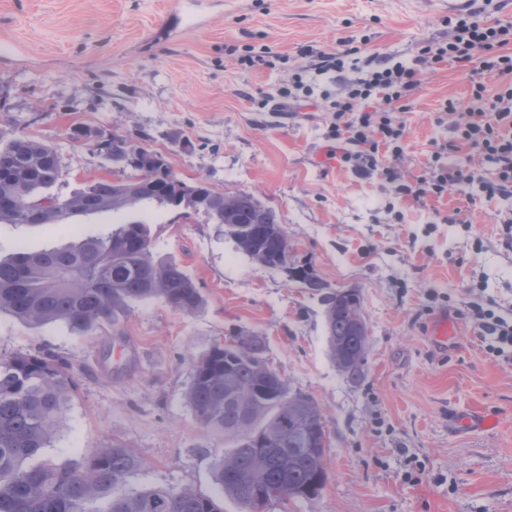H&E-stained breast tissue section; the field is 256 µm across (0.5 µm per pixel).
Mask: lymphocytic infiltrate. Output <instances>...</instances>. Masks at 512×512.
I'll return each instance as SVG.
<instances>
[{"label": "lymphocytic infiltrate", "instance_id": "obj_1", "mask_svg": "<svg viewBox=\"0 0 512 512\" xmlns=\"http://www.w3.org/2000/svg\"><path fill=\"white\" fill-rule=\"evenodd\" d=\"M447 38L423 42L422 61L431 66L448 62L466 64L480 59L483 70L496 72L502 84L494 97V110L480 107L483 85L473 91V106L462 112L453 137L435 145L426 171L412 183L401 182L387 164L390 155L402 153V102L418 86L416 72L387 57L356 59L355 48L325 52L306 48L308 62L291 85L279 88L281 105L298 103L313 95L307 73L333 75L342 90L330 98L323 136L327 159L363 175H379L398 194L414 200L441 198L450 186L471 184L474 174L449 162L450 154L467 149L489 159L496 168L493 181L480 184L486 199H512V24L491 19L486 7L446 19ZM467 314L480 326L479 339L494 356L512 358V313L494 300L471 305Z\"/></svg>", "mask_w": 512, "mask_h": 512}]
</instances>
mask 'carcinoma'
<instances>
[{
  "mask_svg": "<svg viewBox=\"0 0 512 512\" xmlns=\"http://www.w3.org/2000/svg\"><path fill=\"white\" fill-rule=\"evenodd\" d=\"M112 157L115 142L133 146L125 180H97L67 197L50 193L60 178L59 156L40 140L0 132V224H65L97 211L131 212L145 202L202 213L238 250L276 269L281 263L275 214L251 194L220 191L199 178L179 179L164 156L127 136L77 128ZM159 301L186 314L203 304L200 288L173 259L154 255L148 222L117 225L101 237H83L60 250L18 251L0 260V313L32 325L61 323L89 333L103 321L118 323L133 303ZM331 357L338 371L360 382L368 344L357 336L351 311L359 291L323 297ZM241 353L228 361L214 345L192 365L185 400L199 424L224 441L214 463L219 493L241 512H264L262 490H280L278 502L310 500L328 481L326 430L310 396L282 399L286 380L270 375L265 338L237 331ZM72 387L66 363L51 354L15 353L0 358V512H222L219 499L191 487L134 490L141 468L136 454L114 442L80 466L30 465L49 446Z\"/></svg>",
  "mask_w": 512,
  "mask_h": 512,
  "instance_id": "obj_1",
  "label": "carcinoma"
}]
</instances>
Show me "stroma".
<instances>
[{"mask_svg":"<svg viewBox=\"0 0 512 512\" xmlns=\"http://www.w3.org/2000/svg\"><path fill=\"white\" fill-rule=\"evenodd\" d=\"M188 0H0V38L15 58L0 61V130L55 147L67 195L127 173L81 126L133 137L163 154L180 179H206L254 195L288 235V269L241 253L222 226L179 208L144 206L57 224H0V257L97 236L138 217L155 253L174 257L203 306L187 315L160 302L136 303L119 323L89 335L59 323L31 325L0 315V357L49 352L68 363L71 398L42 463H85L120 441L140 458L135 489L185 486L213 494L217 440L184 399L192 363L238 329L267 338L272 366L314 398L329 434L328 482L293 512H512V364L493 357L460 310L486 298L512 311V247L502 236L508 202L480 199L478 185L418 203L377 176L327 160L325 112L284 113L261 102L303 59L339 39L361 56L388 55L416 67L420 83L404 102V181L421 175L434 141L451 139L448 103L465 110L474 83L485 97L497 77L454 63H421L422 42L446 37L448 0H199V23L169 31ZM269 45L282 60L245 69L229 48ZM459 212L461 221L445 223ZM310 269L329 288L363 297L370 339L366 373L347 381L329 357L324 306L291 279ZM452 334L432 335L440 316ZM494 415L474 431L464 414Z\"/></svg>","mask_w":512,"mask_h":512,"instance_id":"35a3bbf8","label":"stroma"}]
</instances>
